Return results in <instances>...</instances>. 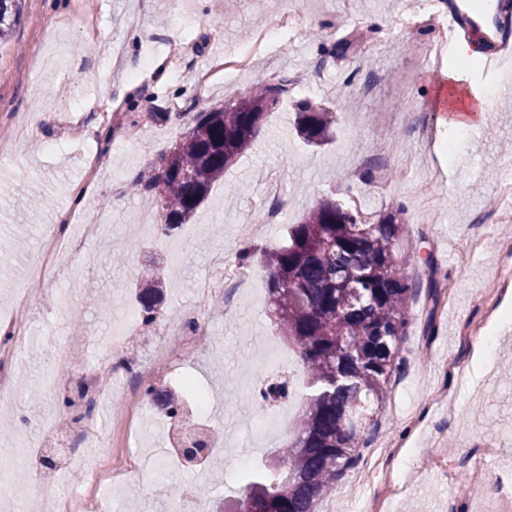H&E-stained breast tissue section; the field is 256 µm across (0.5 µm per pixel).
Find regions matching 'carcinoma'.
<instances>
[{
	"mask_svg": "<svg viewBox=\"0 0 512 512\" xmlns=\"http://www.w3.org/2000/svg\"><path fill=\"white\" fill-rule=\"evenodd\" d=\"M21 0H0V43L19 19ZM372 38L354 30L337 45L347 49ZM290 80L249 89L222 108L202 112L195 124L146 177L133 181L156 198L160 224L172 233L189 221L212 186L252 146L265 115L288 92ZM336 115L297 109V129L311 145L333 132ZM403 225L394 215L364 222L327 197L291 225L288 239L266 253L267 292L281 335L299 351L308 384L304 410L284 444L275 449L284 471L267 466L245 477L234 503L251 512H320V502L362 456L361 436L370 401L387 399L401 342L409 325L414 288L397 258ZM137 299L145 323L161 316L159 270ZM168 418L183 423L185 401L173 391L156 396Z\"/></svg>",
	"mask_w": 512,
	"mask_h": 512,
	"instance_id": "1",
	"label": "carcinoma"
}]
</instances>
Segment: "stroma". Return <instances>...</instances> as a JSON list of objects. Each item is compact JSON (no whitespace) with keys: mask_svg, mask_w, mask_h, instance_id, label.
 <instances>
[{"mask_svg":"<svg viewBox=\"0 0 512 512\" xmlns=\"http://www.w3.org/2000/svg\"><path fill=\"white\" fill-rule=\"evenodd\" d=\"M292 31L277 32L274 0H23L11 39L0 44V129L26 121L32 133L0 166V312L17 294L30 301V335L11 368L12 391L0 398V452L19 461L0 472L7 492L0 512H46L49 503L81 489L74 469L44 472L40 458L62 462L84 445L69 423L63 396L73 395L87 373L102 375L107 355L146 361L160 340L150 327H128L116 342L107 337L116 321L136 306L135 288L147 267L166 277L161 322H181L196 301L198 288L218 282L217 257L237 260V226L266 204L265 178L276 175L283 216L241 266L250 279L240 290L237 313H224L223 295L214 296L200 315L210 341L193 360L160 371L153 386H174L195 378L209 397L207 422L223 429L224 452L215 470L200 476L192 468L166 461L149 463L141 477L102 491L112 512H171V487L194 488L196 512L233 499L242 486L236 452L254 449L261 465L280 446L302 407L295 395L282 420L268 435L255 427L256 370L281 358L293 367L301 360L278 335L266 292L263 253L282 243L289 225L322 198L333 196L375 217L395 213L403 224L400 249L405 273L416 284L410 300L412 322L401 344L387 401L372 415L362 435L366 455H379L403 487L388 512H490L494 492L487 480L463 469L465 452L489 444L497 461L512 460V324H499L494 340L481 352L459 342L463 325L484 317L480 291L499 264L496 252H471L473 238L512 233V222L474 223L476 212L499 205L496 177L512 164V99L491 96L498 74L462 70L470 94L485 98L486 122L471 133L455 157L437 155L447 141L445 113L432 102L448 74L447 62L428 59L423 43L431 32L405 35L400 28L403 0H292ZM374 28L373 52L365 74L374 82L365 97L337 98L326 86L356 76L358 58L331 55L342 28ZM276 36L235 80L198 87L194 76L214 62L246 48L256 32ZM180 45V78L165 60ZM325 58L322 69L314 62ZM308 76L292 85L287 97L266 116L251 150L225 172L193 218L173 234L160 225L137 224L141 208H153L129 184L148 171L196 122L199 113L222 106L253 85L280 76ZM135 101L139 140H121L101 121L100 111H125ZM335 112L327 144L307 145L295 131L297 101ZM89 131L88 145L71 140L76 124ZM99 165L94 191L112 206L108 235H83L74 256L64 259L55 280L34 276L43 245L60 214L72 206L85 181V149ZM411 157L403 172V157ZM376 159L389 178L356 176L363 158ZM470 158L462 167L461 158ZM430 183L432 220L417 223L416 188ZM437 281L441 299L430 308L427 291ZM77 366L63 371L60 352ZM125 383L110 378L108 397L95 408L98 444L115 452L149 453L165 449L169 425L148 405L138 435L129 442L112 427V404ZM454 460L456 478L444 477L432 461ZM471 489L458 498L457 482Z\"/></svg>","mask_w":512,"mask_h":512,"instance_id":"1","label":"stroma"}]
</instances>
